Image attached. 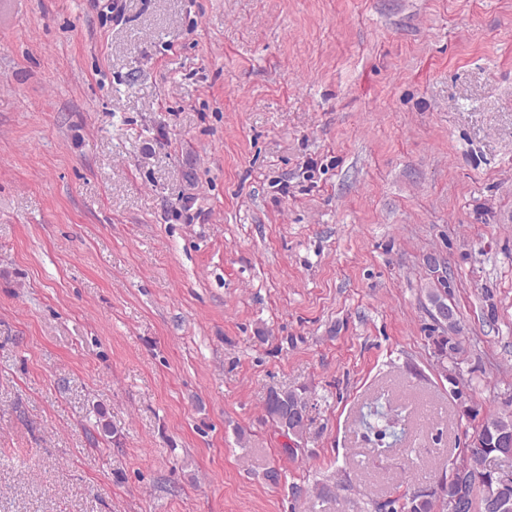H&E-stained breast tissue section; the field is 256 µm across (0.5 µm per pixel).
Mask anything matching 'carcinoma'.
Returning <instances> with one entry per match:
<instances>
[{
  "label": "carcinoma",
  "mask_w": 512,
  "mask_h": 512,
  "mask_svg": "<svg viewBox=\"0 0 512 512\" xmlns=\"http://www.w3.org/2000/svg\"><path fill=\"white\" fill-rule=\"evenodd\" d=\"M430 301L435 311L448 309V320L435 319L442 335L436 337L438 355L447 357L459 352V342L456 334L459 332V324L455 318L453 309L448 307L444 296L439 292L430 295ZM300 404H307L305 393L294 389H272L265 400L266 417L272 419V425L278 430H283L282 418L291 409ZM480 427L482 431L479 439L483 447L474 448L470 445L464 448V460L462 463H454L449 469L448 480L445 487V495L458 497L456 512H496L491 508L487 455L497 452L492 447L495 441V429H512V412L488 413L483 416ZM383 507L388 512H442L441 498L433 491L423 492L414 498H396L387 501Z\"/></svg>",
  "instance_id": "obj_1"
}]
</instances>
